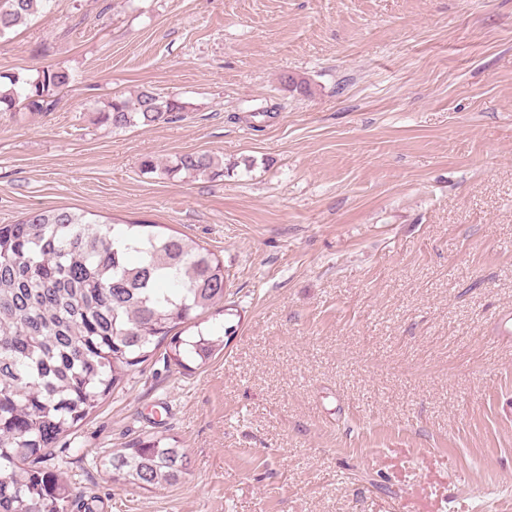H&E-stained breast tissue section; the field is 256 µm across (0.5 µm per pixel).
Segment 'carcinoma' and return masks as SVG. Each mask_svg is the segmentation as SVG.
<instances>
[{
    "label": "carcinoma",
    "instance_id": "carcinoma-1",
    "mask_svg": "<svg viewBox=\"0 0 512 512\" xmlns=\"http://www.w3.org/2000/svg\"><path fill=\"white\" fill-rule=\"evenodd\" d=\"M50 0H0V37L25 24ZM73 80L63 67L31 77L0 72V112H48ZM186 103L143 89L115 95L98 122L113 129L183 119ZM142 170L215 179L224 161L184 153ZM68 208L29 212L0 224V512H94L67 477L48 466L50 450L130 373L164 349L183 369L202 366L224 339L198 330L224 301L227 277L214 253L155 225L132 222L111 234ZM114 480L145 491L185 481L177 440L149 433L104 460Z\"/></svg>",
    "mask_w": 512,
    "mask_h": 512
}]
</instances>
